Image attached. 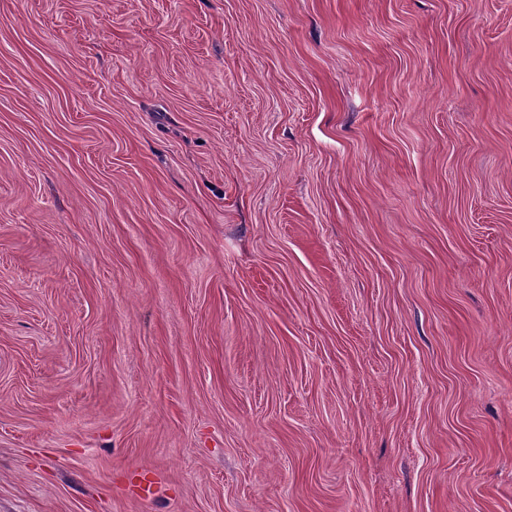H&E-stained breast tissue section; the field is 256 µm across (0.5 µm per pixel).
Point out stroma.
Instances as JSON below:
<instances>
[{"label": "stroma", "mask_w": 512, "mask_h": 512, "mask_svg": "<svg viewBox=\"0 0 512 512\" xmlns=\"http://www.w3.org/2000/svg\"><path fill=\"white\" fill-rule=\"evenodd\" d=\"M0 512H512V0H0Z\"/></svg>", "instance_id": "stroma-1"}]
</instances>
